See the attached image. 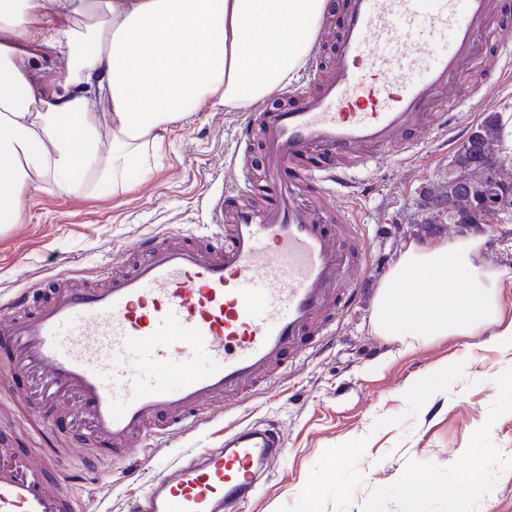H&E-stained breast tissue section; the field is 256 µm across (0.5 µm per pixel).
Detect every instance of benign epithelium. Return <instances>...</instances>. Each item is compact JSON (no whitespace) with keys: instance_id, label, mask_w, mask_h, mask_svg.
Masks as SVG:
<instances>
[{"instance_id":"obj_1","label":"benign epithelium","mask_w":512,"mask_h":512,"mask_svg":"<svg viewBox=\"0 0 512 512\" xmlns=\"http://www.w3.org/2000/svg\"><path fill=\"white\" fill-rule=\"evenodd\" d=\"M507 159L501 157L489 165L478 177L466 184V213L480 221L486 213L492 212L498 217L512 213V182L502 178Z\"/></svg>"}]
</instances>
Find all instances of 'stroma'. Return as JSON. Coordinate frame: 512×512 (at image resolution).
I'll use <instances>...</instances> for the list:
<instances>
[{
  "label": "stroma",
  "mask_w": 512,
  "mask_h": 512,
  "mask_svg": "<svg viewBox=\"0 0 512 512\" xmlns=\"http://www.w3.org/2000/svg\"><path fill=\"white\" fill-rule=\"evenodd\" d=\"M451 102L466 103L458 133L485 115L512 125V78L499 65L465 76ZM244 115L217 100L172 123L159 145L130 168L127 189L65 194L30 190L21 220L0 224V297L58 273L91 280L144 234L202 235L210 200L229 177ZM448 133L433 131L405 162H383L353 176L354 210L368 244L367 283L336 323L329 349L304 353L272 387L246 397L206 426L171 436L142 467L93 473L73 489L78 512H126L153 474L186 448H213L228 425L266 422L285 447L244 512H512V344L484 335L451 336L408 351L370 325L374 288L410 241L470 232L484 238L481 260L502 272L500 304L512 317V219L489 224H432L423 193L452 169ZM429 377L423 392L410 382ZM421 476L438 495L417 498L406 477ZM400 485L394 495L391 485Z\"/></svg>",
  "instance_id": "35a3bbf8"
}]
</instances>
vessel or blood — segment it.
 Masks as SVG:
<instances>
[{
    "label": "vessel or blood",
    "mask_w": 512,
    "mask_h": 512,
    "mask_svg": "<svg viewBox=\"0 0 512 512\" xmlns=\"http://www.w3.org/2000/svg\"><path fill=\"white\" fill-rule=\"evenodd\" d=\"M507 0H336L317 28L306 88L278 89L246 113L263 158L261 195L211 201L204 240L141 236L137 259L99 288L54 277L0 302V341L38 434L71 401L80 444L28 457L0 448V512H76L72 475L237 407L243 393L335 333L365 279L360 224L334 200L343 175L414 151L458 80L512 58ZM449 51L429 66L430 40ZM284 447L258 423L186 453L128 512H241Z\"/></svg>",
    "instance_id": "obj_1"
}]
</instances>
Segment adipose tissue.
Listing matches in <instances>:
<instances>
[{
  "label": "adipose tissue",
  "mask_w": 512,
  "mask_h": 512,
  "mask_svg": "<svg viewBox=\"0 0 512 512\" xmlns=\"http://www.w3.org/2000/svg\"><path fill=\"white\" fill-rule=\"evenodd\" d=\"M0 0V224L18 223L26 192L77 193L91 178L121 186L166 125L211 99L225 111L262 102L302 67L326 0ZM60 60L43 83L18 56ZM110 108L102 147L97 108ZM484 239L413 241L377 285L376 335L411 347L479 336L512 341L497 299L501 273L479 264Z\"/></svg>",
  "instance_id": "obj_1"
}]
</instances>
